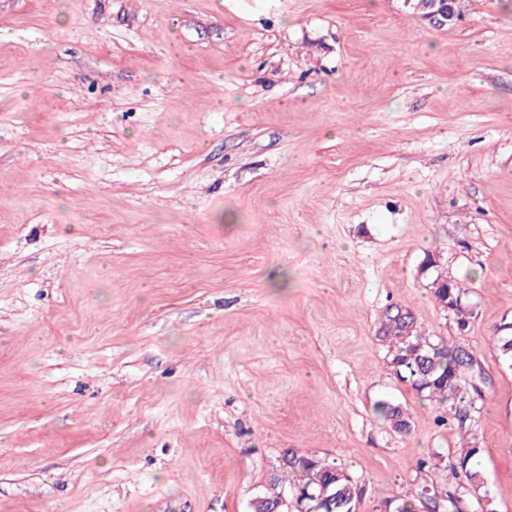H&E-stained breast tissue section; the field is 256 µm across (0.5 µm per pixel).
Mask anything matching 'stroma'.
Masks as SVG:
<instances>
[{"label":"stroma","mask_w":512,"mask_h":512,"mask_svg":"<svg viewBox=\"0 0 512 512\" xmlns=\"http://www.w3.org/2000/svg\"><path fill=\"white\" fill-rule=\"evenodd\" d=\"M504 2L0 0V512H250L294 452L357 512H512ZM395 307L472 355L466 420L391 370ZM405 5H411L414 16L422 23L436 27L451 26L460 21L456 14L462 16L465 0H403ZM447 281L448 280L436 278L432 282L433 295L439 304L443 305L449 302V295L451 294L453 299L457 300V303L454 307L449 308V310L455 312L458 317V323L464 326L468 323V321L466 319V313L459 306L461 287L456 283H449ZM448 283L451 284L452 288H447ZM377 412L387 420H390L395 431L403 434L411 432V423L406 418L401 406L383 401L377 404ZM478 452V448H468L448 466L450 474L455 480L466 481L475 491L481 488L480 472L475 466Z\"/></svg>","instance_id":"obj_1"}]
</instances>
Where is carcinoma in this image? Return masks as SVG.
I'll list each match as a JSON object with an SVG mask.
<instances>
[{
	"label": "carcinoma",
	"mask_w": 512,
	"mask_h": 512,
	"mask_svg": "<svg viewBox=\"0 0 512 512\" xmlns=\"http://www.w3.org/2000/svg\"><path fill=\"white\" fill-rule=\"evenodd\" d=\"M433 295L439 304L449 299L460 300L461 287L448 284L445 279L432 282ZM383 339L393 344L390 367L396 376L408 382L423 397L438 405L440 414L434 419L438 425L448 423V412L453 410L457 418L463 417L461 404L467 392L462 384L464 371L471 365L472 356L458 348H448L435 343L417 333L411 313L400 308L390 312L382 324ZM497 338L501 356L512 362V326L500 327ZM377 412L391 421L395 431L403 434L411 432V423L401 406L383 401L377 404ZM477 448H469L449 465L451 476L466 482L473 490L481 488L480 472L476 469ZM289 471L301 473V481L294 490L305 495H324L322 512H356L357 494L354 481L336 463L325 462L313 456L292 454L288 458ZM282 479L273 477L270 490L260 493L250 504L252 512H271L278 503L283 491L279 490Z\"/></svg>",
	"instance_id": "cac0c4a2"
}]
</instances>
